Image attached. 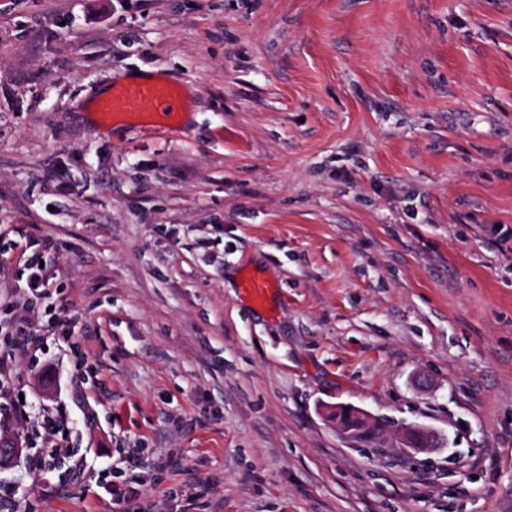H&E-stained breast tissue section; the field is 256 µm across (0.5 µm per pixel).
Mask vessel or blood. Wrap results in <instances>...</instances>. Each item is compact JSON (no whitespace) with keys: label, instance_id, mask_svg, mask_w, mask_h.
I'll use <instances>...</instances> for the list:
<instances>
[{"label":"vessel or blood","instance_id":"1","mask_svg":"<svg viewBox=\"0 0 512 512\" xmlns=\"http://www.w3.org/2000/svg\"><path fill=\"white\" fill-rule=\"evenodd\" d=\"M184 107L179 85L169 80H130L113 87L96 103L100 112L147 114V121L135 126L143 134L170 131ZM241 288L253 304L261 307L266 304L273 285L263 276L253 274L243 280Z\"/></svg>","mask_w":512,"mask_h":512}]
</instances>
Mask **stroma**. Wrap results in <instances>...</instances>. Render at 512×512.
Wrapping results in <instances>:
<instances>
[{
	"label": "stroma",
	"instance_id": "stroma-1",
	"mask_svg": "<svg viewBox=\"0 0 512 512\" xmlns=\"http://www.w3.org/2000/svg\"><path fill=\"white\" fill-rule=\"evenodd\" d=\"M134 74L172 131L95 118ZM23 245L75 333L14 392L69 453L0 400V512H512V0H0V321L37 328ZM185 107V99L176 82L169 80H130L112 90L96 102L97 112L129 114L142 112L150 121L132 128L143 134H161L174 128V123ZM26 250L22 252L23 260V275H25V288L27 292V301L33 303L34 300L48 298L53 294L51 291L57 288H52V278L47 271V265L42 255L37 252L25 256ZM40 261H44L43 268H40ZM242 291L256 306H264L272 292V283L259 274L245 278L241 284ZM338 410L331 413V417L335 418L336 426L346 436L350 437L362 432H372L376 435L379 422L376 418L372 417L366 412L357 411L354 421L350 424H344L340 418L337 417ZM46 438L42 441L44 448H46V456L44 461L51 462L56 456L66 451L67 446L64 445V439L61 437L56 438V424L53 413L43 415L40 426ZM400 440L402 448H407L414 454L430 453L438 448L435 433L423 425H411L404 428Z\"/></svg>",
	"mask_w": 512,
	"mask_h": 512
}]
</instances>
